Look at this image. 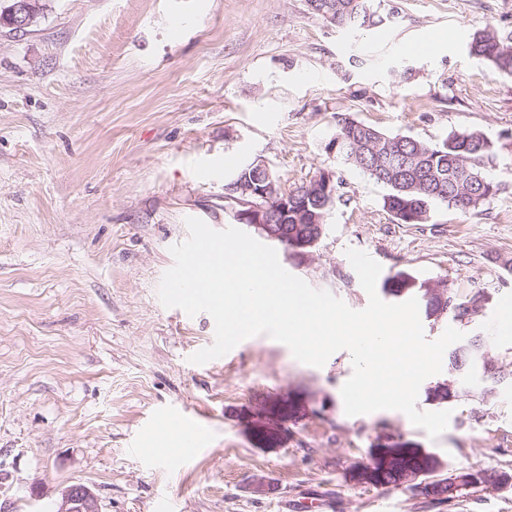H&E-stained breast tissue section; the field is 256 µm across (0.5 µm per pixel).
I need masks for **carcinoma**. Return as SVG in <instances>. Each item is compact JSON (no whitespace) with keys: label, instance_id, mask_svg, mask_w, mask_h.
I'll use <instances>...</instances> for the list:
<instances>
[{"label":"carcinoma","instance_id":"carcinoma-1","mask_svg":"<svg viewBox=\"0 0 512 512\" xmlns=\"http://www.w3.org/2000/svg\"><path fill=\"white\" fill-rule=\"evenodd\" d=\"M311 13L339 27L373 28L382 23L374 0H307ZM470 53L498 72L512 76V34L500 36L488 29L474 32ZM333 138L339 141L336 156L363 171L387 189L383 209L397 224H425L431 209L441 207L466 213L478 209L499 191L491 179V162L499 147L485 133L467 130L431 143L410 135H391L350 117L338 119ZM252 184L280 187L275 171H259L243 166L225 187ZM341 182L325 189L317 177L288 188V214L272 218L288 244L298 243L299 251L313 249L326 230L329 212L342 200ZM429 282L402 272L383 280V292L404 302L412 297L428 318L450 320L460 325L472 322L471 314L485 308L486 292L462 295L442 284L444 297H427ZM493 337L473 336L449 355L448 381L427 390V399L452 402L471 396V373L485 369V354ZM401 467L420 470L424 460L419 449H403Z\"/></svg>","mask_w":512,"mask_h":512}]
</instances>
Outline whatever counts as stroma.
Masks as SVG:
<instances>
[{"label": "stroma", "instance_id": "1", "mask_svg": "<svg viewBox=\"0 0 512 512\" xmlns=\"http://www.w3.org/2000/svg\"><path fill=\"white\" fill-rule=\"evenodd\" d=\"M40 3L27 32L0 27V512H52L75 483L100 512H283L312 494L329 512H512V487L437 503L351 478L371 448L405 444L448 475L512 476L511 383L476 373L471 397L419 394L418 410L451 413L433 439L399 411L346 415L345 350L318 368L257 335L191 363L214 321L157 294L187 218L235 226L224 185L262 160L290 186L323 169L342 183L317 246L278 252L311 287L365 308L355 248L384 273L512 301V77L469 49L475 30L512 32V0H381L376 28L333 26L306 0ZM345 116L430 142L484 132L502 145L497 196L394 223L385 187L328 148ZM177 408L210 441L169 468L150 451L175 447L158 420Z\"/></svg>", "mask_w": 512, "mask_h": 512}]
</instances>
